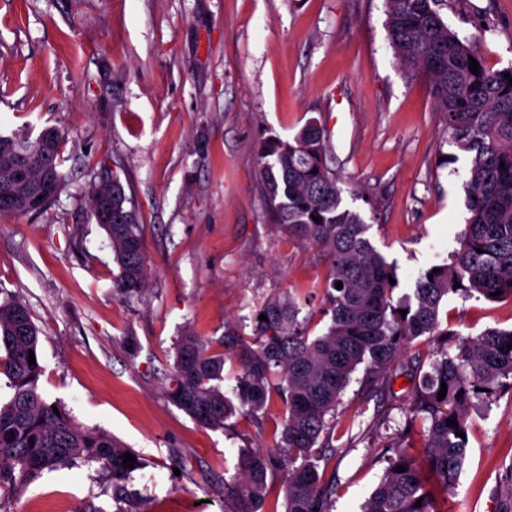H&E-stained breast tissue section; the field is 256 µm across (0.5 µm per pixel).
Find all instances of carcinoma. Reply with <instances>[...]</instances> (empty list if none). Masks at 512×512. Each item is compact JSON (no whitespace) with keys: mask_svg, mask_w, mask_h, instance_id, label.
Instances as JSON below:
<instances>
[{"mask_svg":"<svg viewBox=\"0 0 512 512\" xmlns=\"http://www.w3.org/2000/svg\"><path fill=\"white\" fill-rule=\"evenodd\" d=\"M443 0H386V26L402 69L429 82L433 99L457 148L468 154L469 212L460 248L450 262L428 269L413 296L394 301L396 268L366 236L368 224L346 207L342 190L327 165L328 141L317 121L309 120L292 137L269 138L258 156L265 199L279 226L302 244L316 245L329 267L323 305L302 314L297 297L283 293L263 300L252 314V334L225 325L212 343L193 333L180 337L174 364L165 374L167 395L199 427L224 429L237 413L258 418L270 398L285 413L279 440L270 448H243L235 473L224 479L228 512H277L268 474L285 471L284 512H332L335 479L321 465L336 455V410L352 374L365 365L377 377L402 357L407 345L439 336L440 348L420 373L408 423L418 424L423 460L408 448L394 447L384 474L362 512H434L435 492L455 486L468 456L467 432L476 403H489L503 388L512 389V328H489L448 347L454 332L441 328L448 300L512 299V66L493 70L443 19ZM479 65L469 70V58ZM13 141L28 148L22 158L0 150V196L24 194L41 178L59 185L65 176L58 157L65 132L45 127L36 137L0 135V147ZM27 170V183L6 178L14 167ZM319 221H314V218ZM112 243L119 273L115 291L142 293L148 267L143 230L137 223L102 225ZM482 252H477V249ZM343 287L336 288L337 282ZM460 287H455V283ZM501 291L493 297L491 293ZM406 315H401V311ZM267 320H259L260 315ZM325 321L315 333L314 318ZM41 330L19 299L0 301V375L10 389L0 404V489L19 491L44 469H65L76 462L96 463L119 490L140 468L123 465L122 443L86 429L64 410L54 413L42 391L39 354ZM35 363H28L29 354ZM232 362L235 385L224 392V367ZM447 393L439 398L440 384ZM458 427L447 425V419ZM402 466L405 471L398 472ZM421 506H415L416 502Z\"/></svg>","mask_w":512,"mask_h":512,"instance_id":"1","label":"carcinoma"}]
</instances>
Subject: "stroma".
Instances as JSON below:
<instances>
[{"mask_svg": "<svg viewBox=\"0 0 512 512\" xmlns=\"http://www.w3.org/2000/svg\"><path fill=\"white\" fill-rule=\"evenodd\" d=\"M440 13L489 67L512 66V0H446ZM317 119L344 203L396 265L395 298L448 262L465 228L468 157L450 142L425 78L399 66L385 0H0V134L65 128L66 185L42 212L0 216V298L41 329V388L141 465L115 495L97 464L45 470L0 512H224L239 449L268 448L283 406L202 429L162 382L180 336L208 340L288 291L321 305L328 264L270 214L257 156ZM116 172L143 226L149 285L113 288L118 267L91 216ZM458 338L512 327V300L451 298ZM413 383L357 369L336 412L333 512H360L406 422ZM470 453L436 512H512V393L473 411Z\"/></svg>", "mask_w": 512, "mask_h": 512, "instance_id": "1", "label": "stroma"}]
</instances>
